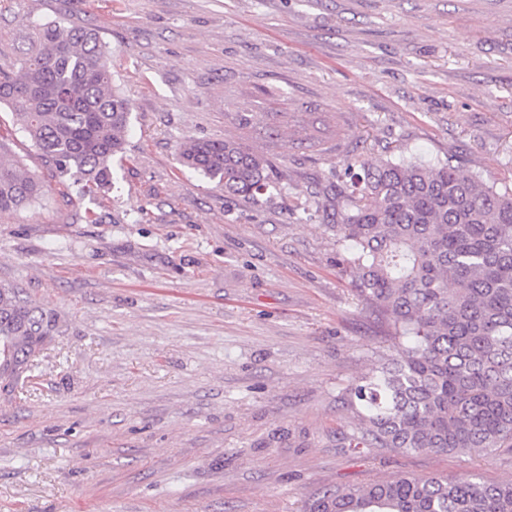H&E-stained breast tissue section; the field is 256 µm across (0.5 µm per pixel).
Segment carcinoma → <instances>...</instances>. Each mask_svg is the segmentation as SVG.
Returning a JSON list of instances; mask_svg holds the SVG:
<instances>
[{"instance_id": "cac0c4a2", "label": "carcinoma", "mask_w": 512, "mask_h": 512, "mask_svg": "<svg viewBox=\"0 0 512 512\" xmlns=\"http://www.w3.org/2000/svg\"><path fill=\"white\" fill-rule=\"evenodd\" d=\"M83 194L112 186L126 154L132 101L112 80L96 28H37L15 75L0 73V105ZM180 163L232 195L272 186L269 158L234 138L187 139ZM349 184L328 213L336 265L400 340L350 388L362 440L405 453L512 450V188L450 163L347 161ZM45 185L0 135V212L26 209ZM58 333L57 314L0 285V395L34 378ZM308 512H512V485L406 475L325 489Z\"/></svg>"}]
</instances>
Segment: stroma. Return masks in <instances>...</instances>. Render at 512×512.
<instances>
[{
  "label": "stroma",
  "mask_w": 512,
  "mask_h": 512,
  "mask_svg": "<svg viewBox=\"0 0 512 512\" xmlns=\"http://www.w3.org/2000/svg\"><path fill=\"white\" fill-rule=\"evenodd\" d=\"M52 21L100 27L134 109L112 191L82 197L0 107L49 189L0 212V284L59 319L33 384L0 397V512H304L404 475L512 483L506 449L357 445L348 389L397 344L324 212L354 156L512 185V0H0V71ZM244 106L278 136L239 129ZM225 137L267 154L274 189L231 195L176 159Z\"/></svg>",
  "instance_id": "35a3bbf8"
}]
</instances>
